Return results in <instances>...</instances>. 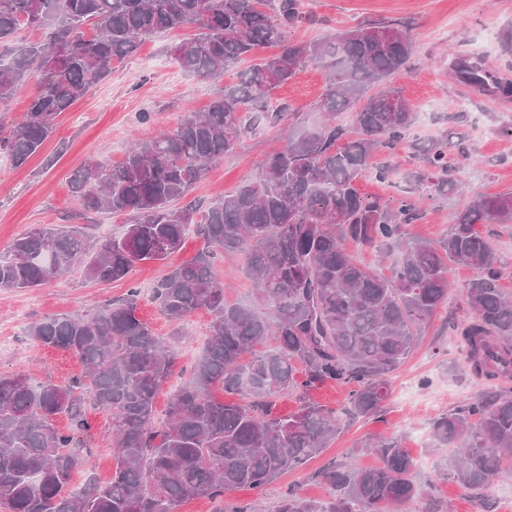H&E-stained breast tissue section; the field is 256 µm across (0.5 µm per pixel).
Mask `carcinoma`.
<instances>
[{
  "mask_svg": "<svg viewBox=\"0 0 512 512\" xmlns=\"http://www.w3.org/2000/svg\"><path fill=\"white\" fill-rule=\"evenodd\" d=\"M269 10H264V7ZM304 17L299 0H0V101L34 76L38 89L21 120L0 135V152L23 166L51 135L55 118L133 53L141 38L194 26L195 37L173 48L187 74L217 79L255 57L277 52L237 72V82L207 111L175 129L136 142L117 167L89 163L71 191L90 209L133 213L118 238L98 239L74 224H46L0 252V290L37 288L74 269L95 283L122 281L140 262L164 261L187 234L203 242L194 257L167 273L153 300L179 323L198 310L210 314L208 341L190 377L174 391L155 426V402L184 339L153 335L137 316L138 291L82 316L33 324L38 346L79 357L75 383L34 384L22 373L0 375V508L3 512H176L183 502L259 488L303 468L330 447L344 422L336 412L305 403L286 416L275 399L296 385L325 382L350 388L347 413L375 415L388 396V376L415 349L437 311L448 303L450 265L474 266L459 328L465 362L487 381L512 378V299L497 287L498 253L477 224H511L512 193L470 198L436 242L406 237L423 218L414 192L393 202L361 195L358 180L377 151L408 140L416 119L393 83L412 54L406 29L366 23L309 43L285 39ZM94 28L90 38L83 36ZM38 42L17 40L24 28ZM327 71L313 128L288 129L285 148L269 156L255 180L203 211L179 206L208 166L231 152L253 126L279 124L288 110L270 105L274 91L307 64ZM486 84L480 63L462 68ZM350 112L353 125L336 122ZM420 170L409 182L446 197L457 192L454 165L439 144L416 146ZM386 246L399 259L383 277L346 248ZM243 255L255 300L270 310L230 303L213 276L216 255ZM274 346L257 351V346ZM217 386L238 396L218 400ZM112 420L116 468L107 483L72 484L89 461L94 431L85 408ZM70 426L61 430L56 419ZM436 449L453 448L442 475L461 488L489 491L512 459V388L492 386L431 424ZM375 453L380 464L359 468L334 459L311 478L329 486L321 502L291 486L276 512H442L417 482L411 457L396 437L369 435L353 453Z\"/></svg>",
  "mask_w": 512,
  "mask_h": 512,
  "instance_id": "1",
  "label": "carcinoma"
}]
</instances>
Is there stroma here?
<instances>
[{"label": "stroma", "mask_w": 512, "mask_h": 512, "mask_svg": "<svg viewBox=\"0 0 512 512\" xmlns=\"http://www.w3.org/2000/svg\"><path fill=\"white\" fill-rule=\"evenodd\" d=\"M302 2L306 22L285 33L287 41L293 43L321 40L361 23L406 25L412 38V55L397 84L415 106L418 141H467L475 158L463 161L455 172L465 188V197L512 193V96H502L490 85L473 87L456 71L459 58H478L486 70L512 80V52H505L503 47L504 35H512V0ZM194 34V28L187 27L143 38L136 51L116 65L111 76L56 118L52 135L25 165L15 166L7 154L0 152V251L28 229L43 224H81L102 239L120 236L126 224L132 223L129 214L85 211L71 195L69 181L74 171L88 162L119 165L132 139H149L160 129L176 127L191 113L206 110L223 84L236 81L233 72L214 82L180 69L172 49ZM324 86V70L310 64L275 91L274 101L287 104L294 112L292 125L309 126L321 119L315 104ZM144 112L155 114V121L141 122ZM288 128L258 126L250 130L232 152L210 164L205 177L191 190L190 199L205 206L234 192L253 177L268 155L285 147ZM371 163L389 166L392 175L382 182L373 173H366L358 182L359 191L368 199L388 201L405 190V176L416 170L418 159L403 145L396 153L376 154ZM463 199L421 196L425 217L406 225L407 236L438 240ZM200 247L199 239L187 236L182 249L166 261L138 264L121 282L97 284L74 270L37 288L0 291V374L23 371L32 382L49 380L60 385L81 377L79 358L55 348L35 346L29 335L31 325L53 316L83 314L92 304L106 303L132 288L139 291V317L155 336L167 338L173 324L153 302L152 290L163 275L193 257ZM213 274L224 282L227 300L253 302L244 259H218ZM478 275L474 267L451 266L453 288L448 303L412 355L392 374L389 395L379 414L352 421L306 468L288 472L260 489L228 492L225 504L245 505L250 512H274L281 494L291 486L307 497L328 501L329 487L309 480V472L331 458L350 461L357 467L376 466V456L355 454L353 448L365 436L381 434L401 440L415 464L419 482L430 486L433 496L447 504L448 512H483L479 499L441 477L447 453L434 450L429 437L434 418L465 404L487 385L486 380L467 371L463 345L454 329L463 318L466 287ZM208 320V314L200 311L183 321L187 340L179 349L168 386L157 399V416H164L173 386L189 377L194 361L205 348ZM304 397L340 413L347 406L348 389L326 383L305 394L291 390L279 397L276 413H294ZM88 420L96 434L89 466L98 480L106 481L115 469L110 447L112 423L97 410L89 411Z\"/></svg>", "instance_id": "35a3bbf8"}]
</instances>
